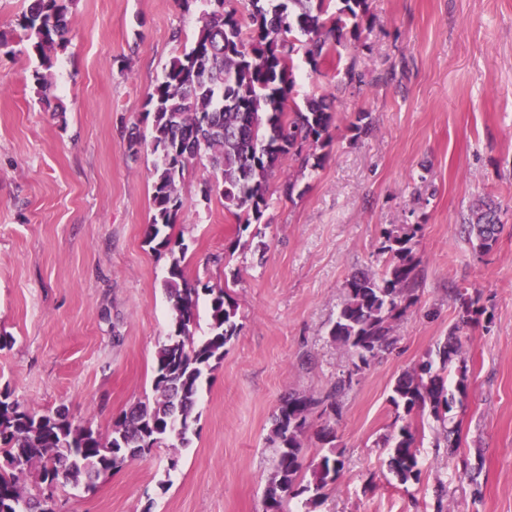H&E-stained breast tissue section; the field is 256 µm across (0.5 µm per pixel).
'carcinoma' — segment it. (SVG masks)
<instances>
[{"mask_svg":"<svg viewBox=\"0 0 512 512\" xmlns=\"http://www.w3.org/2000/svg\"><path fill=\"white\" fill-rule=\"evenodd\" d=\"M210 10L190 47L173 57L150 93L154 153L153 207L150 240L170 244L173 228L185 208L179 184L186 168L207 163L221 185L224 209L249 227L269 207L270 179L287 158L321 166L332 146L336 121L334 98L312 94L295 101L293 56L303 53L318 70L319 63L343 44L359 41L369 16V0H248L247 13L234 0H209ZM66 0H33L21 27L45 69L68 31ZM493 201L478 199L463 216L478 247L489 250L503 226ZM420 225L388 232L379 248L387 255L385 269L350 276L344 303L329 336L357 359L347 377L336 384L341 393L352 375L395 343L393 322L412 297L416 266L411 243ZM172 256L165 289L174 301L170 332L159 347L153 380L154 398L140 402L115 421L104 441L90 426L75 425L66 413L37 415L24 409L9 391L0 392V512H38L41 494L31 492L24 478L38 471L39 483L86 488L101 473L128 456L143 454L168 436L186 440L203 379L224 358V347L238 335L237 307L222 287L205 286L210 296L209 334L193 336L199 300L198 285L185 277L184 244ZM463 323L480 322L485 309L479 299L460 295ZM461 340L451 334L438 348L441 368L461 356ZM391 401L405 416L430 409L446 421L453 398L444 394L441 379L427 360L398 378ZM322 401L293 392L283 397L273 417V474L265 489L266 512H283L288 497L334 489L344 468L334 434L325 427L318 439L328 453L310 463L313 478L302 484V437L308 417ZM324 405V404H322ZM322 412L336 417L339 403L331 399ZM390 470L400 482L418 480L419 460L411 424L399 428L389 453Z\"/></svg>","mask_w":512,"mask_h":512,"instance_id":"obj_1","label":"carcinoma"}]
</instances>
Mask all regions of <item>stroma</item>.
<instances>
[{
  "label": "stroma",
  "mask_w": 512,
  "mask_h": 512,
  "mask_svg": "<svg viewBox=\"0 0 512 512\" xmlns=\"http://www.w3.org/2000/svg\"><path fill=\"white\" fill-rule=\"evenodd\" d=\"M28 0H0V390L28 411L66 409L102 439L152 396L156 352L171 308L167 249L147 243L153 214L150 143L131 155L127 131L149 133L148 96L191 44L204 0H75L67 43L50 69L21 41ZM355 62L365 84L340 82ZM298 98H336L333 145L317 168L287 160L300 196L273 193L241 229L208 171L191 165L186 207L170 232L190 280L225 287L240 330L203 382L187 443L169 439L126 458L92 489L57 486L61 512H263L273 471L272 416L288 392L325 397L345 376L333 423L345 468L336 489L302 495L286 512H512V0H370L357 46L312 70L295 57ZM373 130L355 137L357 112ZM490 196L503 230L486 252L462 228ZM418 225L412 305L396 343L351 374L353 356L328 331L351 275L376 271L386 231ZM480 294L488 319L460 328L459 293ZM459 330L467 395L464 473L437 440L443 426L413 417L420 478L387 466L402 425L391 402L405 372L435 358Z\"/></svg>",
  "instance_id": "obj_1"
}]
</instances>
